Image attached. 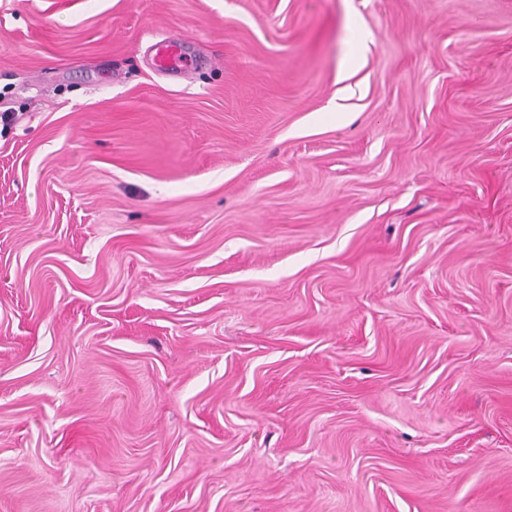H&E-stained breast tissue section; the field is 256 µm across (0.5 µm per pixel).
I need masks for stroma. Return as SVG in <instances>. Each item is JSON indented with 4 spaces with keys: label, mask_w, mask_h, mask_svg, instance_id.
<instances>
[{
    "label": "stroma",
    "mask_w": 512,
    "mask_h": 512,
    "mask_svg": "<svg viewBox=\"0 0 512 512\" xmlns=\"http://www.w3.org/2000/svg\"><path fill=\"white\" fill-rule=\"evenodd\" d=\"M6 109L0 512H512V0H0Z\"/></svg>",
    "instance_id": "obj_1"
}]
</instances>
